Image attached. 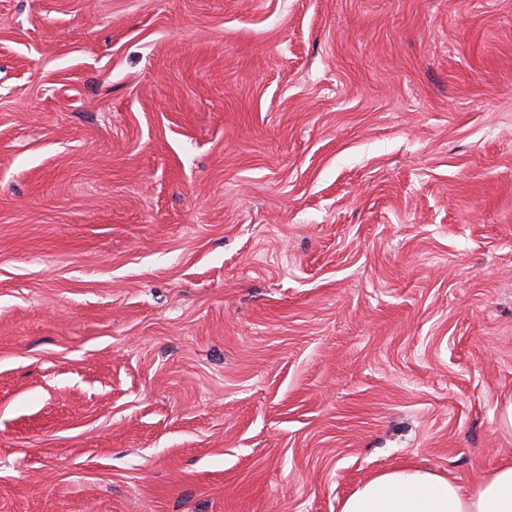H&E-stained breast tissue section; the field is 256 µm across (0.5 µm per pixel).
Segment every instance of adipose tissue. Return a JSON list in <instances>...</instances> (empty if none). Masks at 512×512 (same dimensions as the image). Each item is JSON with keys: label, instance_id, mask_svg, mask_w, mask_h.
<instances>
[{"label": "adipose tissue", "instance_id": "obj_1", "mask_svg": "<svg viewBox=\"0 0 512 512\" xmlns=\"http://www.w3.org/2000/svg\"><path fill=\"white\" fill-rule=\"evenodd\" d=\"M340 512H512V461L486 471L473 491L415 466H399L361 483Z\"/></svg>", "mask_w": 512, "mask_h": 512}]
</instances>
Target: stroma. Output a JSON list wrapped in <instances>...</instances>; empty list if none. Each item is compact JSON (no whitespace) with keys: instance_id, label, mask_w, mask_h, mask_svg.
I'll return each mask as SVG.
<instances>
[{"instance_id":"stroma-1","label":"stroma","mask_w":512,"mask_h":512,"mask_svg":"<svg viewBox=\"0 0 512 512\" xmlns=\"http://www.w3.org/2000/svg\"><path fill=\"white\" fill-rule=\"evenodd\" d=\"M512 0H0V512H340L512 451Z\"/></svg>"}]
</instances>
